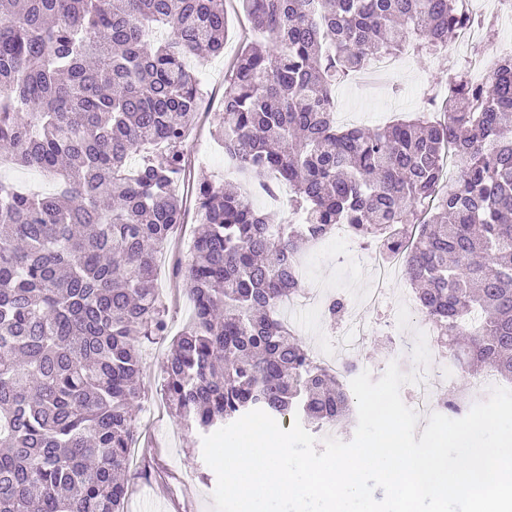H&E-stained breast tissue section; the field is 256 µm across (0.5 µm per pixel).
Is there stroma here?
<instances>
[{
    "label": "stroma",
    "mask_w": 512,
    "mask_h": 512,
    "mask_svg": "<svg viewBox=\"0 0 512 512\" xmlns=\"http://www.w3.org/2000/svg\"><path fill=\"white\" fill-rule=\"evenodd\" d=\"M230 20V33L223 55L204 61L190 60V68L198 75L205 91L197 124L184 149L188 161V179L184 197H191L192 186L202 179L220 180L223 164L205 157V149L215 147L213 133L224 96V74L240 47L256 37L245 18L239 0H224ZM471 53L465 45L450 48L440 56H426L407 51L400 57L401 72L395 77L370 85L364 77L351 78L336 88V100L346 106L337 113L339 125H355L368 129L388 124L395 118L421 111L424 95L430 86L445 84L448 63H469ZM307 263L304 285L321 286L327 295L351 298L365 291L370 272L361 263L345 265L336 259L335 251L315 253L306 248ZM170 260L160 259L157 280L162 310L167 322L166 335L144 344L142 390L136 425L139 432L135 454L139 465L128 474L125 512H210L217 478L202 455V438L185 429L170 412L164 392L163 364L173 337L178 336L191 316V303L182 288L171 277ZM296 334L318 356L335 355L330 336L331 324L322 310L292 309ZM391 339L387 331L371 332L355 348L353 355L359 370L370 371L380 378L390 362Z\"/></svg>",
    "instance_id": "stroma-1"
}]
</instances>
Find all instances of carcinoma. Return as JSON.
<instances>
[{
	"mask_svg": "<svg viewBox=\"0 0 512 512\" xmlns=\"http://www.w3.org/2000/svg\"><path fill=\"white\" fill-rule=\"evenodd\" d=\"M240 2L257 39L216 129L235 180L197 185L205 229L173 270L192 304L164 363L175 417L204 436L254 409L314 433L352 414L279 315L301 244L338 224L402 256L459 369L512 382V57L485 84L450 66L440 117L367 133L336 124V85L477 19L456 0ZM227 34L224 0H0V163L55 183L0 181V512H124L140 347L167 332L157 257L185 219L188 59ZM284 185L298 224L253 203Z\"/></svg>",
	"mask_w": 512,
	"mask_h": 512,
	"instance_id": "carcinoma-1",
	"label": "carcinoma"
}]
</instances>
